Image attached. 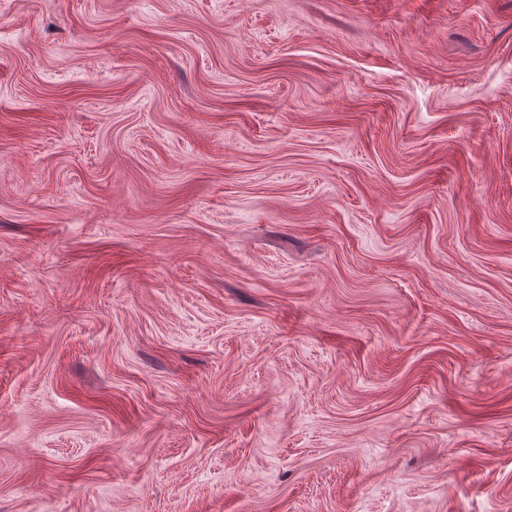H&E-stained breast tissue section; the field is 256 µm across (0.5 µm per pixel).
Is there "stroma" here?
Segmentation results:
<instances>
[{
	"instance_id": "35a3bbf8",
	"label": "stroma",
	"mask_w": 512,
	"mask_h": 512,
	"mask_svg": "<svg viewBox=\"0 0 512 512\" xmlns=\"http://www.w3.org/2000/svg\"><path fill=\"white\" fill-rule=\"evenodd\" d=\"M0 512H512V0H0Z\"/></svg>"
}]
</instances>
